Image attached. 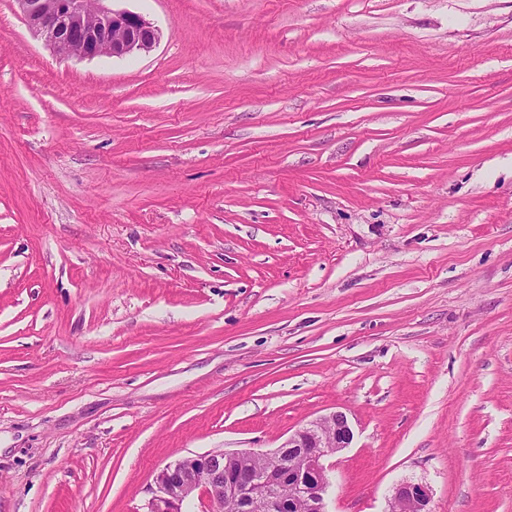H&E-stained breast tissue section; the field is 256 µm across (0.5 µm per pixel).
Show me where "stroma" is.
I'll use <instances>...</instances> for the list:
<instances>
[{
	"label": "stroma",
	"instance_id": "35a3bbf8",
	"mask_svg": "<svg viewBox=\"0 0 512 512\" xmlns=\"http://www.w3.org/2000/svg\"><path fill=\"white\" fill-rule=\"evenodd\" d=\"M62 58L0 0V512L333 411L328 512H512V0H113ZM107 0H15L28 28L59 56L122 58L151 51L160 32L142 15L114 10ZM392 512H431V495L427 486L406 482L399 484L391 498Z\"/></svg>",
	"mask_w": 512,
	"mask_h": 512
}]
</instances>
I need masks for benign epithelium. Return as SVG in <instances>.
Masks as SVG:
<instances>
[{
	"mask_svg": "<svg viewBox=\"0 0 512 512\" xmlns=\"http://www.w3.org/2000/svg\"><path fill=\"white\" fill-rule=\"evenodd\" d=\"M104 0H15L28 28L59 56L122 58L151 51L160 32L142 15L114 10ZM347 416L333 411L295 430L276 449L212 450L166 465L144 512H187L193 499L204 512H224L234 502L241 512H291L298 501L306 512H327L331 481L324 460L349 446ZM427 486L406 482L391 498V512H431Z\"/></svg>",
	"mask_w": 512,
	"mask_h": 512,
	"instance_id": "benign-epithelium-1",
	"label": "benign epithelium"
}]
</instances>
